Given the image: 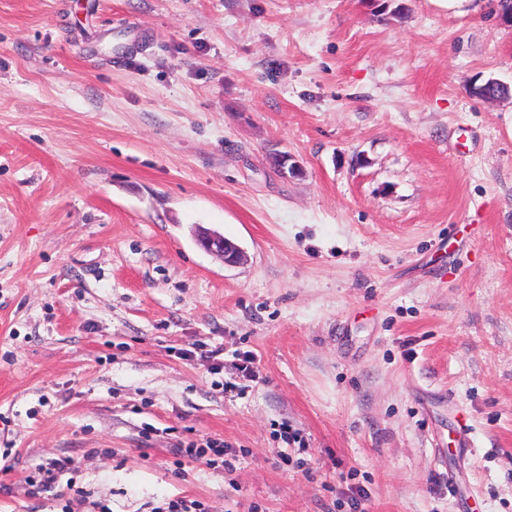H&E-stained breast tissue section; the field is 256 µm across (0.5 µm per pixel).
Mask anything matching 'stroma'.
Wrapping results in <instances>:
<instances>
[{"mask_svg": "<svg viewBox=\"0 0 512 512\" xmlns=\"http://www.w3.org/2000/svg\"><path fill=\"white\" fill-rule=\"evenodd\" d=\"M490 79L498 0H0V512H512ZM207 437L232 469L177 461ZM201 242L204 243L206 251L221 257L225 265L236 266L243 260L241 249L236 244L226 243L221 234L208 232L200 239Z\"/></svg>", "mask_w": 512, "mask_h": 512, "instance_id": "1", "label": "stroma"}]
</instances>
